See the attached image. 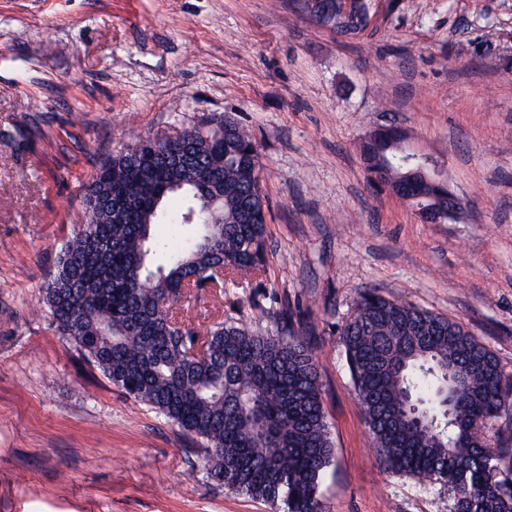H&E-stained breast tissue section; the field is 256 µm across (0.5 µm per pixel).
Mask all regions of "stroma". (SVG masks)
I'll list each match as a JSON object with an SVG mask.
<instances>
[{
    "instance_id": "obj_1",
    "label": "stroma",
    "mask_w": 512,
    "mask_h": 512,
    "mask_svg": "<svg viewBox=\"0 0 512 512\" xmlns=\"http://www.w3.org/2000/svg\"><path fill=\"white\" fill-rule=\"evenodd\" d=\"M295 0H0V512H278L218 487L200 444L53 329L42 289L101 163L228 116L270 202L267 275L180 310L310 331L335 460L328 512H452L383 467L340 327L359 292L451 319L512 378V0H373L346 39ZM398 122L465 203L426 224L370 192L361 144Z\"/></svg>"
}]
</instances>
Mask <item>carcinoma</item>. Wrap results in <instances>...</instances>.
Here are the masks:
<instances>
[{"label":"carcinoma","mask_w":512,"mask_h":512,"mask_svg":"<svg viewBox=\"0 0 512 512\" xmlns=\"http://www.w3.org/2000/svg\"><path fill=\"white\" fill-rule=\"evenodd\" d=\"M367 0L350 18L354 36ZM368 169L412 171L398 141L365 147ZM140 202L112 222V203ZM89 220L61 248L42 301L58 335L114 387L200 439L217 485L281 507L326 512L319 483L335 459L318 363L283 307L276 329L241 319L205 331L177 315L183 287L243 285L267 274L269 207L252 136L222 116L173 138H137L104 162ZM154 224L192 234L176 246ZM375 451L397 475L439 483L453 512H512V460L486 432L512 423V388L495 354L460 324L362 292L340 328Z\"/></svg>","instance_id":"carcinoma-1"}]
</instances>
